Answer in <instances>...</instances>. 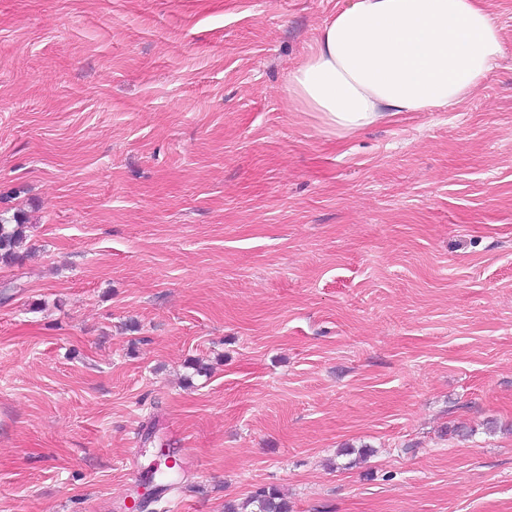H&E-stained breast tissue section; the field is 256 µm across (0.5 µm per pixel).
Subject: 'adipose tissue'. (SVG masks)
Returning a JSON list of instances; mask_svg holds the SVG:
<instances>
[{
    "mask_svg": "<svg viewBox=\"0 0 512 512\" xmlns=\"http://www.w3.org/2000/svg\"><path fill=\"white\" fill-rule=\"evenodd\" d=\"M503 53L487 0H347L288 75L290 103L341 133L455 106Z\"/></svg>",
    "mask_w": 512,
    "mask_h": 512,
    "instance_id": "ef3b65f1",
    "label": "adipose tissue"
}]
</instances>
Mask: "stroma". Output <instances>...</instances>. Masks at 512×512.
<instances>
[{
  "mask_svg": "<svg viewBox=\"0 0 512 512\" xmlns=\"http://www.w3.org/2000/svg\"><path fill=\"white\" fill-rule=\"evenodd\" d=\"M345 2L0 0V512L159 448L144 512H512V0L476 94L341 136L286 85ZM14 224L0 219V263L12 265L19 258V249L25 241V219L17 213L13 216ZM248 508L250 510L248 511ZM289 502L275 487H260L241 505L228 504L227 512H289Z\"/></svg>",
  "mask_w": 512,
  "mask_h": 512,
  "instance_id": "stroma-1",
  "label": "stroma"
}]
</instances>
